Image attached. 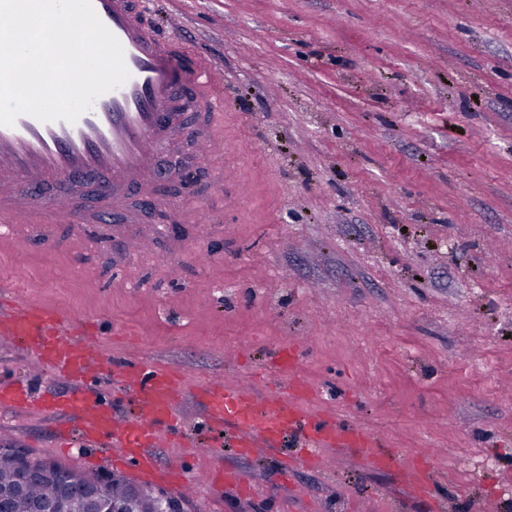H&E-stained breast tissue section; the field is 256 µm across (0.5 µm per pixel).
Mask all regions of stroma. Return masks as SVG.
<instances>
[{
	"instance_id": "stroma-1",
	"label": "stroma",
	"mask_w": 512,
	"mask_h": 512,
	"mask_svg": "<svg viewBox=\"0 0 512 512\" xmlns=\"http://www.w3.org/2000/svg\"><path fill=\"white\" fill-rule=\"evenodd\" d=\"M160 32L224 71V109L159 162L164 210L133 193L119 218L16 225L0 279L92 326L101 353L188 373L187 440L213 376L257 394L295 384L304 409L373 433L389 467L340 448L283 471L296 437L250 455L170 439L196 488L188 512H512V0H144ZM179 174H172V167ZM0 382H67L0 342ZM56 418L0 410V441L135 481L61 451ZM437 449L431 492L406 481ZM238 472L214 493L201 475Z\"/></svg>"
}]
</instances>
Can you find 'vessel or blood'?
Here are the masks:
<instances>
[{"mask_svg":"<svg viewBox=\"0 0 512 512\" xmlns=\"http://www.w3.org/2000/svg\"><path fill=\"white\" fill-rule=\"evenodd\" d=\"M102 23L124 49L127 82L96 99L76 122H42L19 116L0 126V225L39 220L46 224L84 221L77 187L89 186L104 201L153 183L156 165L174 137L205 141L201 123L186 121L200 109L218 112L224 97L213 63L199 60L189 85L165 75L172 46L184 39L180 25L168 36L146 28L135 0H92ZM31 351L41 365L71 385L65 394L32 399L13 383H0V407L59 416L62 448L100 449L102 461L133 464L139 479L181 485L180 467H158L152 453L160 436L181 434L178 403L189 378L167 363L143 357L113 367L100 355L92 335L73 333L71 319L32 299L0 303V337ZM107 370L128 396L133 411L117 420L88 383L92 371ZM210 432L225 434L226 445L243 451L275 446L288 437L307 436L315 447L358 451L380 464L376 438L355 424L313 421L279 391L260 396L251 389L212 379L198 388Z\"/></svg>","mask_w":512,"mask_h":512,"instance_id":"obj_1","label":"vessel or blood"}]
</instances>
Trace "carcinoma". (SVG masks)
I'll return each instance as SVG.
<instances>
[{
	"mask_svg": "<svg viewBox=\"0 0 512 512\" xmlns=\"http://www.w3.org/2000/svg\"><path fill=\"white\" fill-rule=\"evenodd\" d=\"M104 491L109 507L121 512H181L177 497L134 486L96 472L35 457L0 455V512H90L91 493Z\"/></svg>",
	"mask_w": 512,
	"mask_h": 512,
	"instance_id": "carcinoma-1",
	"label": "carcinoma"
}]
</instances>
